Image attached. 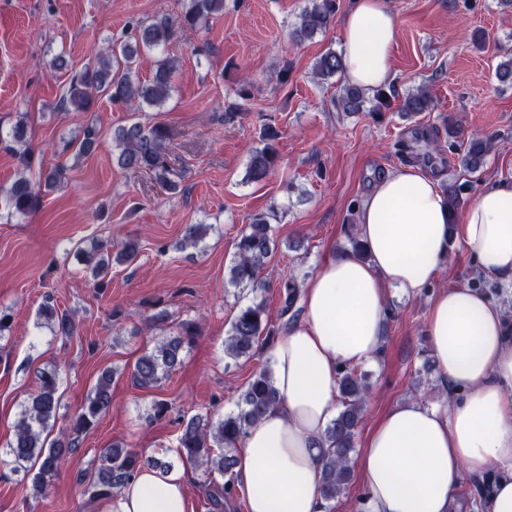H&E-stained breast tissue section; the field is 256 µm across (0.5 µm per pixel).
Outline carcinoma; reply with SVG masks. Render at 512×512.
I'll return each instance as SVG.
<instances>
[{
  "mask_svg": "<svg viewBox=\"0 0 512 512\" xmlns=\"http://www.w3.org/2000/svg\"><path fill=\"white\" fill-rule=\"evenodd\" d=\"M224 11V0H183L181 24L190 30L207 28L218 13ZM336 0H306L298 16V22L292 32L297 42L313 40L323 33L334 20ZM173 37L172 27L167 18L155 16L147 21L139 20L133 26L127 39L112 44L107 52L100 54L85 69L72 76L61 107L65 111H84L97 93L116 104H123L133 112H140L143 106L162 105L172 91V82L177 71L175 59L163 56L157 61L152 79L142 82L136 77L137 57L143 51L163 50ZM505 60L498 63L495 71L497 80L512 86V51L504 52ZM344 73L342 55L333 49L323 52L313 63L311 74L314 80L324 83ZM395 98V89L379 88L373 91V97L358 86L345 83L341 87L338 107L344 112L363 111L368 100L374 101V107L380 108ZM250 99L248 84L242 81L233 90V97L224 102V119L229 120L243 109ZM432 105L429 89L419 86L402 95L400 111L406 115L426 112ZM100 130L90 125L83 131L79 140L68 141L64 150L75 151V155L92 153L100 140ZM264 145L255 149L247 166V180L261 182L275 169L278 159L274 143L280 138L279 129L269 123L263 127ZM118 149L117 165L124 169L144 170L155 173L163 188L171 191L178 188L170 178L169 131L163 124L145 126L134 122L118 128L113 133ZM25 145V123L20 120L11 130V143L6 149L19 154L24 168L30 167L28 149L19 150L16 145ZM489 152V145L483 141L469 143L462 156L463 167L478 171ZM63 172L53 166L39 172L38 181L22 175L9 187L0 189V204L7 215H29L39 209L42 193L56 189L62 181ZM448 199L452 219H457L459 208L463 204L464 185L448 182L443 185ZM277 217V211L258 213L241 231L236 244L235 256L228 268V283L236 288H245L257 283L260 269L273 252L274 241L271 235V220ZM206 226L190 224L181 240L184 247H197L205 235ZM139 244L130 239L113 250L106 252L86 251L81 248L75 252L78 262L89 271L94 286H107V277L112 264H131L137 257ZM298 299V286L295 281L284 285V299L281 315L287 317L283 328L295 320L297 313L293 307ZM49 328L61 336H71L76 330L72 313L56 309L50 300H45L39 309ZM199 334L198 324L185 320L180 324L178 336L162 339L153 349L144 352L136 360L133 370V382L146 387L158 383L180 362V352ZM276 330L269 319L263 303H253L239 308L231 321L224 340V354L234 360L251 358L259 342L274 337ZM112 371H104L86 400L72 419L69 432L61 437L49 439L50 429L61 407L59 391L60 377L55 369L43 370L39 375L37 393L23 407L15 425L12 441L7 444L12 462L18 469L34 472L33 484L37 493L44 489L43 480L58 472L63 455L76 447L80 435L93 427L98 418L106 412L112 403ZM369 391L366 375L354 367L341 369L338 379V398L341 408L336 418L328 426L321 456L322 485L321 494L326 501H332L341 495L352 477V453L355 449V437L362 419ZM278 392L274 385L272 369L262 367L255 371L245 390L241 394L238 409L218 419L209 416L189 418L177 438L179 457L207 474L219 473L227 480L215 486L210 502L215 512L224 509V499L235 495L233 479L236 443L243 438L252 426L270 407L276 404ZM94 479H87L81 473L76 482L84 486V494L91 500L110 498L112 494L134 477L144 466L168 470L171 463L159 459H145L135 449L127 446L106 448L100 458Z\"/></svg>",
  "mask_w": 512,
  "mask_h": 512,
  "instance_id": "obj_1",
  "label": "carcinoma"
}]
</instances>
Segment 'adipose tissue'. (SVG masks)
<instances>
[{"instance_id": "obj_1", "label": "adipose tissue", "mask_w": 512, "mask_h": 512, "mask_svg": "<svg viewBox=\"0 0 512 512\" xmlns=\"http://www.w3.org/2000/svg\"><path fill=\"white\" fill-rule=\"evenodd\" d=\"M398 40L389 0H353L342 19L348 80L367 90L392 79ZM368 258L328 251L302 293V315L270 349L279 402L237 443L248 512H326L321 445L337 413L338 371L370 361L388 318L386 289L415 295L453 245L485 275L512 285V182L485 186L456 230L437 177L405 166L374 183L358 208ZM426 334L449 410L417 401L389 409L358 467L365 512H454L464 475L500 477L475 512H512V336L502 310L469 288L437 294ZM184 469H141L103 512H189Z\"/></svg>"}]
</instances>
